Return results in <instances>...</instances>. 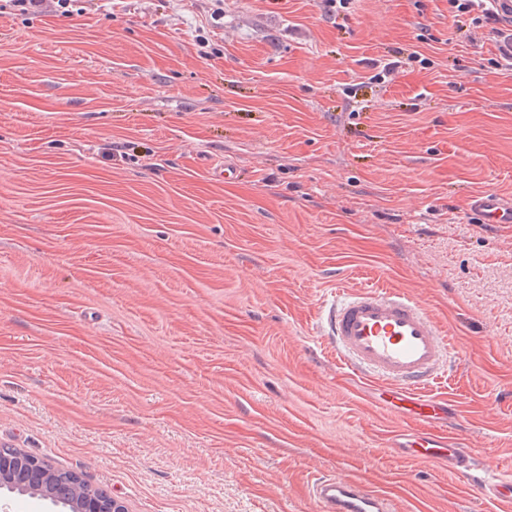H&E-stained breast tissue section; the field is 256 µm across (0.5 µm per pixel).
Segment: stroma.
Masks as SVG:
<instances>
[{
  "instance_id": "35a3bbf8",
  "label": "stroma",
  "mask_w": 512,
  "mask_h": 512,
  "mask_svg": "<svg viewBox=\"0 0 512 512\" xmlns=\"http://www.w3.org/2000/svg\"><path fill=\"white\" fill-rule=\"evenodd\" d=\"M81 6L0 11V446L129 512H318L329 474L502 512L397 454L316 329L341 290L418 299L458 346L434 393L512 481V224L469 207L512 201L494 45L448 0ZM470 207L472 211L480 213L485 224L512 223V202L505 206L493 193L472 196Z\"/></svg>"
}]
</instances>
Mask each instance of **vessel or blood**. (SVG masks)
<instances>
[{"label": "vessel or blood", "mask_w": 512, "mask_h": 512, "mask_svg": "<svg viewBox=\"0 0 512 512\" xmlns=\"http://www.w3.org/2000/svg\"><path fill=\"white\" fill-rule=\"evenodd\" d=\"M470 207L484 223H512V204L494 194L472 196ZM318 329L337 359L376 386L385 410L418 423V430L397 435L396 448L431 464L445 461L463 473L474 470L467 439L448 431V417L458 414L457 405L430 391L447 376L454 348L419 301L384 286L344 291L322 308ZM475 483L505 512H512L511 482L479 477ZM309 495L318 512H405L400 499L357 477L317 479Z\"/></svg>", "instance_id": "1"}]
</instances>
